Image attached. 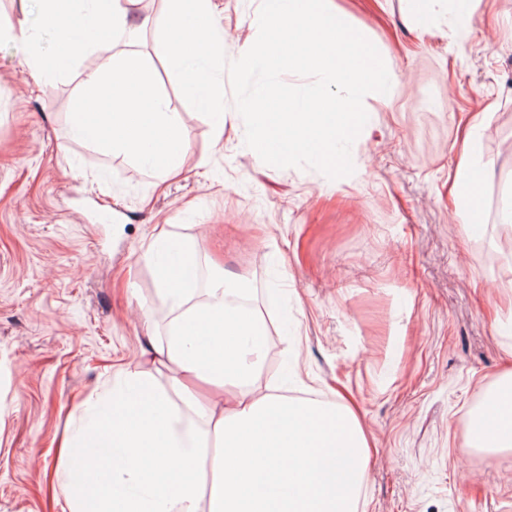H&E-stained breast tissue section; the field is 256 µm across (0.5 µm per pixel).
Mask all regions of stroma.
<instances>
[{"instance_id": "1", "label": "stroma", "mask_w": 512, "mask_h": 512, "mask_svg": "<svg viewBox=\"0 0 512 512\" xmlns=\"http://www.w3.org/2000/svg\"><path fill=\"white\" fill-rule=\"evenodd\" d=\"M228 59L255 41L261 0H215ZM379 50L386 97L368 94L352 175L279 169L244 144L227 107L224 139L192 109L163 56V13L133 5L123 30L55 85L0 40V512H63V436L82 401L137 370L168 385L141 351L174 315L149 245L155 225L243 276L265 319L256 395L280 387L324 404L351 396L369 445L357 512H512V449L466 430L512 371V0H328ZM32 0H0L25 22L32 53L65 48ZM139 57L155 94L179 113L180 173L157 182L76 140L71 115L86 73ZM482 180L475 215L450 195L458 135Z\"/></svg>"}]
</instances>
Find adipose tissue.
<instances>
[{"label": "adipose tissue", "instance_id": "1", "mask_svg": "<svg viewBox=\"0 0 512 512\" xmlns=\"http://www.w3.org/2000/svg\"><path fill=\"white\" fill-rule=\"evenodd\" d=\"M46 26L83 32L125 27L132 0H38ZM72 134L121 154L157 178L177 173L182 122L151 92L143 63L114 59L87 75ZM109 112H101V104ZM176 311L155 347L178 370L171 387L129 372L112 386V412L93 415L64 446L72 466L58 488L69 512H356L368 443L344 399L332 406L277 392L258 397L264 361L258 314L232 298L240 275L215 264L203 300L186 281L162 279Z\"/></svg>", "mask_w": 512, "mask_h": 512}]
</instances>
